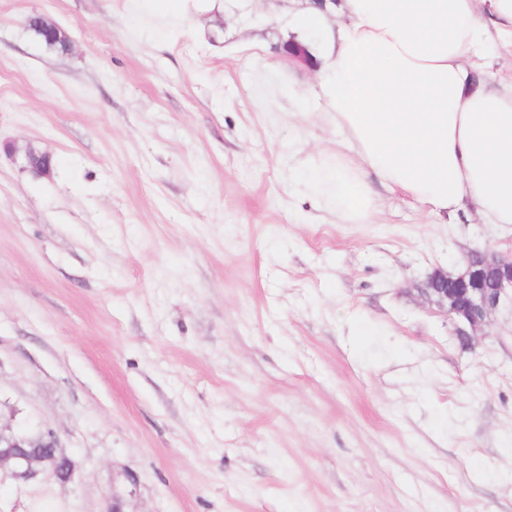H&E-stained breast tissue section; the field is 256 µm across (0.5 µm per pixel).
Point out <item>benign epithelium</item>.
I'll list each match as a JSON object with an SVG mask.
<instances>
[{
    "instance_id": "obj_1",
    "label": "benign epithelium",
    "mask_w": 512,
    "mask_h": 512,
    "mask_svg": "<svg viewBox=\"0 0 512 512\" xmlns=\"http://www.w3.org/2000/svg\"><path fill=\"white\" fill-rule=\"evenodd\" d=\"M5 152L35 177L51 174L46 161L51 156L28 148L20 153L11 144ZM423 295L447 315L457 339L469 343L501 302L512 298V256L503 257L485 249L471 250L458 272L442 267L428 274ZM6 468L21 482L37 479L69 482L73 461L58 446L55 436L33 435L0 427V469Z\"/></svg>"
}]
</instances>
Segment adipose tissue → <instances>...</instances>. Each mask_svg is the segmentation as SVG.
<instances>
[{"label":"adipose tissue","mask_w":512,"mask_h":512,"mask_svg":"<svg viewBox=\"0 0 512 512\" xmlns=\"http://www.w3.org/2000/svg\"><path fill=\"white\" fill-rule=\"evenodd\" d=\"M330 17L317 93L357 157L336 162L344 217H371V171L429 212L512 224V83L487 63L512 48V0H328L307 19Z\"/></svg>","instance_id":"1"}]
</instances>
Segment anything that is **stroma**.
Returning a JSON list of instances; mask_svg holds the SVG:
<instances>
[{
    "instance_id": "1",
    "label": "stroma",
    "mask_w": 512,
    "mask_h": 512,
    "mask_svg": "<svg viewBox=\"0 0 512 512\" xmlns=\"http://www.w3.org/2000/svg\"><path fill=\"white\" fill-rule=\"evenodd\" d=\"M312 0H0V423L69 483L0 512H512V303L470 343L421 293L512 224L376 186L345 219ZM64 29L46 46L31 16ZM346 160L353 153L344 152ZM5 152L15 161L21 163V169L29 172L35 177H47L51 174L50 160L51 156L46 152L36 151L34 148H28L23 153H19L14 145L4 146ZM48 160V164L44 160Z\"/></svg>"
}]
</instances>
